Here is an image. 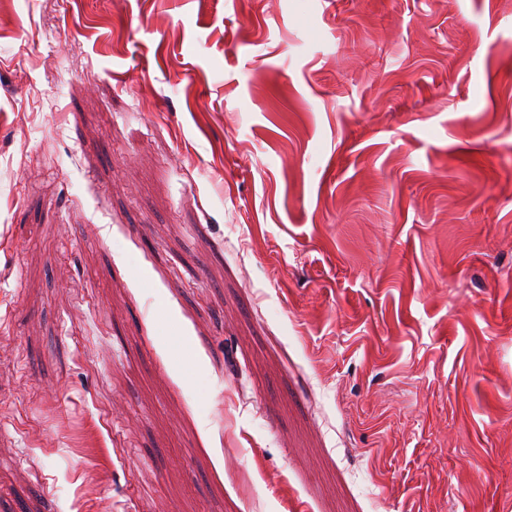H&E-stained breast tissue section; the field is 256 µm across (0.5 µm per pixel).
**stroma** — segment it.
Wrapping results in <instances>:
<instances>
[{
    "mask_svg": "<svg viewBox=\"0 0 512 512\" xmlns=\"http://www.w3.org/2000/svg\"><path fill=\"white\" fill-rule=\"evenodd\" d=\"M0 512H512V0H10Z\"/></svg>",
    "mask_w": 512,
    "mask_h": 512,
    "instance_id": "1",
    "label": "stroma"
}]
</instances>
